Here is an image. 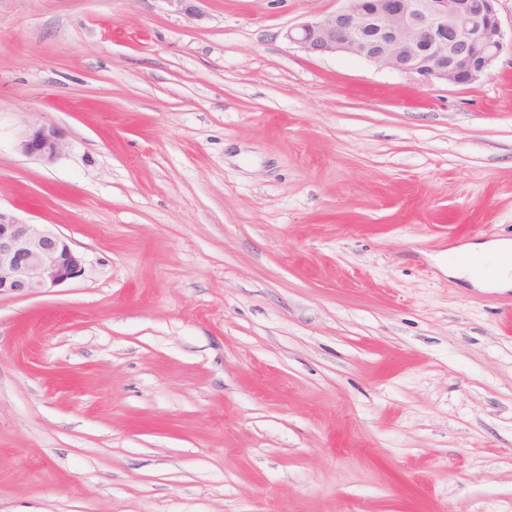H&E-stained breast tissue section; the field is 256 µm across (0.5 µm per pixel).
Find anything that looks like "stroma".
<instances>
[{
  "label": "stroma",
  "mask_w": 512,
  "mask_h": 512,
  "mask_svg": "<svg viewBox=\"0 0 512 512\" xmlns=\"http://www.w3.org/2000/svg\"><path fill=\"white\" fill-rule=\"evenodd\" d=\"M339 6L0 0V207L83 259L0 296V512H512V290L448 276L512 240V46L289 42ZM21 153L45 162L53 161L61 149V137L55 129L39 126L30 129L19 143Z\"/></svg>",
  "instance_id": "35a3bbf8"
}]
</instances>
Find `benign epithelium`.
Masks as SVG:
<instances>
[{
	"instance_id": "1",
	"label": "benign epithelium",
	"mask_w": 512,
	"mask_h": 512,
	"mask_svg": "<svg viewBox=\"0 0 512 512\" xmlns=\"http://www.w3.org/2000/svg\"><path fill=\"white\" fill-rule=\"evenodd\" d=\"M343 2L288 30V40L313 55L343 53L422 82L454 85L477 81L503 48L498 0ZM19 149L51 162L61 137L52 128L34 127ZM81 274L82 257L67 238L0 209V295L47 293Z\"/></svg>"
}]
</instances>
